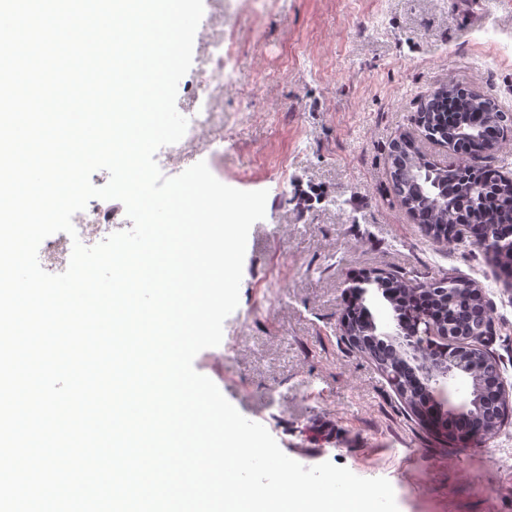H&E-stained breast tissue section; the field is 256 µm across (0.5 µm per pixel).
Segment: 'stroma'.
<instances>
[{
    "label": "stroma",
    "instance_id": "35a3bbf8",
    "mask_svg": "<svg viewBox=\"0 0 512 512\" xmlns=\"http://www.w3.org/2000/svg\"><path fill=\"white\" fill-rule=\"evenodd\" d=\"M203 2L177 107L191 111L208 45L223 38L236 77L219 95L224 182L268 199L239 306L195 370L302 465L388 479L399 512H512V418L478 445L445 438L406 412L341 327L345 289L366 272L473 279L493 320L488 350L512 385V284L484 250L433 242L388 161L403 134L437 165L457 160L416 124L438 85L512 113V0Z\"/></svg>",
    "mask_w": 512,
    "mask_h": 512
}]
</instances>
